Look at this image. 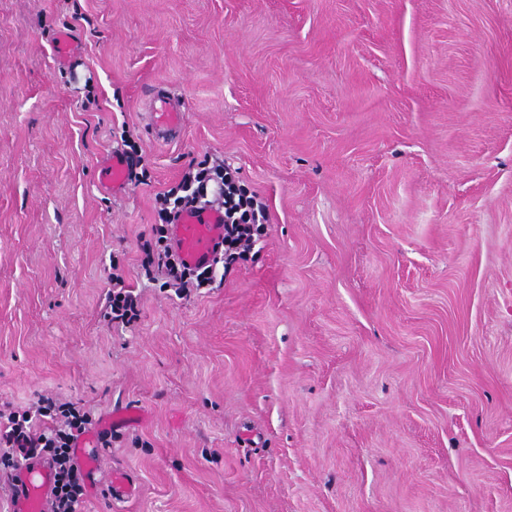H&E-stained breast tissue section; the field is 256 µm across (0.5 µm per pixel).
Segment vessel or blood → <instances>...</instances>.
<instances>
[{
    "instance_id": "vessel-or-blood-1",
    "label": "vessel or blood",
    "mask_w": 512,
    "mask_h": 512,
    "mask_svg": "<svg viewBox=\"0 0 512 512\" xmlns=\"http://www.w3.org/2000/svg\"><path fill=\"white\" fill-rule=\"evenodd\" d=\"M185 104L160 100L151 112V128L156 140L169 141L182 127ZM103 183L112 190L129 182L128 166L120 154H112L101 166ZM224 237V214L220 210L187 209L170 227V239L180 261L195 267L211 261ZM54 470L49 461L39 460L7 477L11 512H44L53 484Z\"/></svg>"
}]
</instances>
